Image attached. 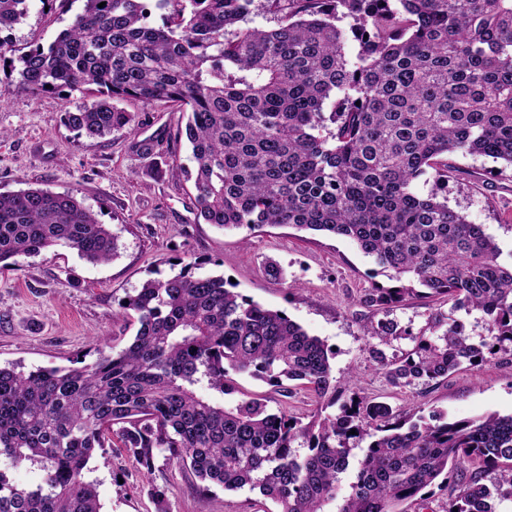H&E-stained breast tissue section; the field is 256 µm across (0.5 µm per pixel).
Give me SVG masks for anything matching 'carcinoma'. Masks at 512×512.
<instances>
[{"label":"carcinoma","mask_w":512,"mask_h":512,"mask_svg":"<svg viewBox=\"0 0 512 512\" xmlns=\"http://www.w3.org/2000/svg\"><path fill=\"white\" fill-rule=\"evenodd\" d=\"M31 2L0 0V30L20 23ZM81 2L53 41L18 57L0 100L93 88L96 100L64 117L89 139L132 126L135 115L116 101L174 103L205 223L348 237L396 282L368 289L366 306L387 313L418 291L483 313L478 342L437 312L411 350L389 358L371 347L393 387H430L512 351V265L448 205V155L512 170V0ZM152 10L162 24L147 21ZM260 14L275 26L257 25ZM56 246L106 263L118 238L72 193L0 192L1 270ZM195 266L128 297L138 329L126 348L69 367H0V458L41 471L24 488L0 470V512H101L84 470L115 443L148 473L164 452L194 473L200 492L247 486L276 512H328L361 445L336 512H399L434 484L448 490L446 512L512 503V414L448 422L341 399L323 340ZM396 333L380 320L368 335ZM232 372L276 392L302 386L320 408L304 425L270 412L264 396L225 407L199 394L204 379L237 392Z\"/></svg>","instance_id":"cac0c4a2"}]
</instances>
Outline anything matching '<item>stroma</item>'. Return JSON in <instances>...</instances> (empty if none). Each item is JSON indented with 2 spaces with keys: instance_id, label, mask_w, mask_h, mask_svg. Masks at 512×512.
I'll list each match as a JSON object with an SVG mask.
<instances>
[{
  "instance_id": "1",
  "label": "stroma",
  "mask_w": 512,
  "mask_h": 512,
  "mask_svg": "<svg viewBox=\"0 0 512 512\" xmlns=\"http://www.w3.org/2000/svg\"><path fill=\"white\" fill-rule=\"evenodd\" d=\"M78 0H34L22 22L0 31V40L16 53L52 41L79 11ZM77 91L36 97L13 94L0 102V191L38 184L82 199L98 221L118 237L119 255L92 264L76 251L55 247L20 259L0 270V366L24 370L66 366L91 347L121 350L136 333L123 304L149 278L172 276L173 260L199 262L205 274L235 279L236 289L265 307L284 311L308 334L334 351L331 361L337 389L355 376L361 396L384 402L394 411L423 408L457 421L489 413L512 414V352L498 354L482 372L460 370L429 388L392 387L371 359L367 334L380 318L361 303L372 284L389 285L386 273L345 237L311 235L285 225L251 230L220 229L199 220L196 191L185 140L176 139L181 120L172 105L146 107L121 102L135 113L134 130L101 139L77 134L63 113L89 102ZM161 139L162 147L145 156L134 142ZM456 168L448 181V204L470 223L480 225L512 263V173L482 157L449 156ZM454 314L472 338L486 333L482 313L453 310L451 302L407 297L388 314L402 328L399 337L381 342L386 355L412 349L411 333L427 327L434 312ZM239 391L264 394L271 411L282 410L310 421L317 410L309 391L289 396L272 392L262 381L235 378ZM152 476L121 452L96 456L86 480L96 483L102 512H273L275 505L258 492L219 488L203 494L192 473L154 460ZM165 489L156 504L148 488Z\"/></svg>"
}]
</instances>
